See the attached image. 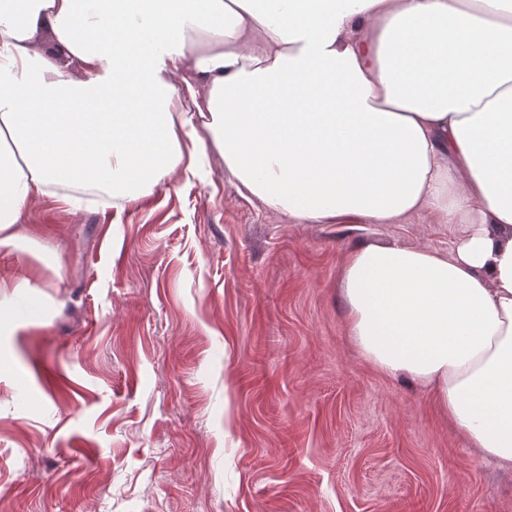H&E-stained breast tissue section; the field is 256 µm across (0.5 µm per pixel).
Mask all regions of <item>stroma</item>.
Masks as SVG:
<instances>
[{"label": "stroma", "mask_w": 512, "mask_h": 512, "mask_svg": "<svg viewBox=\"0 0 512 512\" xmlns=\"http://www.w3.org/2000/svg\"><path fill=\"white\" fill-rule=\"evenodd\" d=\"M19 229L40 248L0 249V512H512V475L360 357L338 293L359 239L448 252L455 225L295 224L212 151Z\"/></svg>", "instance_id": "obj_1"}]
</instances>
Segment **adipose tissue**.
Wrapping results in <instances>:
<instances>
[{"instance_id":"obj_1","label":"adipose tissue","mask_w":512,"mask_h":512,"mask_svg":"<svg viewBox=\"0 0 512 512\" xmlns=\"http://www.w3.org/2000/svg\"><path fill=\"white\" fill-rule=\"evenodd\" d=\"M210 149L297 224L458 225L355 244L348 334L512 470V0H0V247Z\"/></svg>"}]
</instances>
